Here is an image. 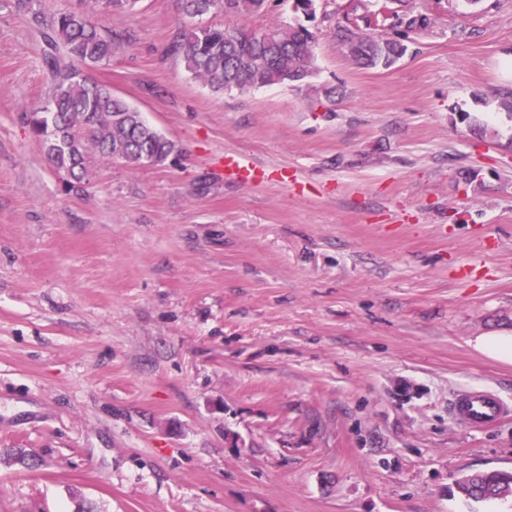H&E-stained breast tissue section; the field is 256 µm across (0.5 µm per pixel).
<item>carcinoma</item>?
I'll use <instances>...</instances> for the list:
<instances>
[{
  "mask_svg": "<svg viewBox=\"0 0 512 512\" xmlns=\"http://www.w3.org/2000/svg\"><path fill=\"white\" fill-rule=\"evenodd\" d=\"M185 11L202 16L227 8L229 17L253 14L261 0H184ZM44 63L53 93L42 116L31 121L53 165L84 184L94 160H118L131 168L163 164L171 143L146 123L141 112L88 77L84 68L110 61L114 39L101 32L85 10L59 13L42 32ZM315 36L307 27L278 25L260 35L234 23L191 26L177 32L169 51L195 78L219 91L303 83L312 75ZM405 50L391 41L365 36L352 55L362 68L389 67ZM474 501L512 496L511 471L466 474L456 481Z\"/></svg>",
  "mask_w": 512,
  "mask_h": 512,
  "instance_id": "carcinoma-1",
  "label": "carcinoma"
}]
</instances>
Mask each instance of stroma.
<instances>
[{"label": "stroma", "mask_w": 512, "mask_h": 512, "mask_svg": "<svg viewBox=\"0 0 512 512\" xmlns=\"http://www.w3.org/2000/svg\"><path fill=\"white\" fill-rule=\"evenodd\" d=\"M32 6L131 34L88 74L174 149L70 188L30 128L38 25L0 0V512H512L452 491L512 470V419L448 412L512 400L474 347L512 331V0H264L238 25H307L313 74L224 92L169 52L223 11ZM340 27L406 52L360 68ZM449 412L476 429L493 426L512 416V406L500 395L487 390H472L449 406Z\"/></svg>", "instance_id": "stroma-1"}]
</instances>
